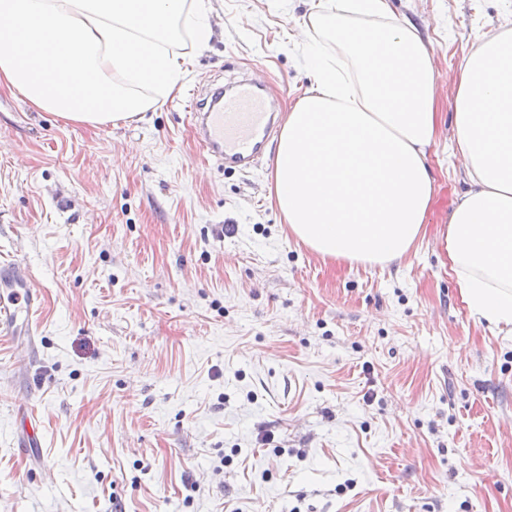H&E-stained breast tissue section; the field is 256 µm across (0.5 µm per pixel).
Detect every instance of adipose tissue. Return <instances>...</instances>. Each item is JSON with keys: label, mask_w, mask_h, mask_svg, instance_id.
I'll return each instance as SVG.
<instances>
[{"label": "adipose tissue", "mask_w": 512, "mask_h": 512, "mask_svg": "<svg viewBox=\"0 0 512 512\" xmlns=\"http://www.w3.org/2000/svg\"><path fill=\"white\" fill-rule=\"evenodd\" d=\"M209 0H0V89L67 123L98 126L155 106L133 87L172 91L183 61L170 28L192 14L213 35ZM373 17L352 26L347 14ZM387 0H316L303 30L326 28L350 70L310 64L274 164L289 234L322 259L387 266L425 235L435 199L426 163L438 118L430 51ZM454 141L467 190L439 234L469 310L512 325V32L487 35L460 66Z\"/></svg>", "instance_id": "1"}]
</instances>
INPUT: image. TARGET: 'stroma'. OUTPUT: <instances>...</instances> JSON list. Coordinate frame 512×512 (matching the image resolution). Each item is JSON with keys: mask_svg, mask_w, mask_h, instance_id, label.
<instances>
[{"mask_svg": "<svg viewBox=\"0 0 512 512\" xmlns=\"http://www.w3.org/2000/svg\"><path fill=\"white\" fill-rule=\"evenodd\" d=\"M434 53L427 234L389 267L288 234L274 160L227 174L186 117L240 74L280 115L311 85L309 0H210L154 109L96 128L0 91V259L41 292L35 351L0 343V512H512V333L473 316L435 235L466 189L454 78L512 0H389ZM33 409L42 444L16 445Z\"/></svg>", "mask_w": 512, "mask_h": 512, "instance_id": "1", "label": "stroma"}]
</instances>
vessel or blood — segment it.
Listing matches in <instances>:
<instances>
[{
    "label": "vessel or blood",
    "mask_w": 512,
    "mask_h": 512,
    "mask_svg": "<svg viewBox=\"0 0 512 512\" xmlns=\"http://www.w3.org/2000/svg\"><path fill=\"white\" fill-rule=\"evenodd\" d=\"M268 85L255 78L235 83L210 100H191L193 138L206 158L230 171L252 168L274 147L278 119L270 112ZM40 295L31 272L21 264L0 265V335L15 338L38 334L34 318Z\"/></svg>",
    "instance_id": "vessel-or-blood-1"
}]
</instances>
